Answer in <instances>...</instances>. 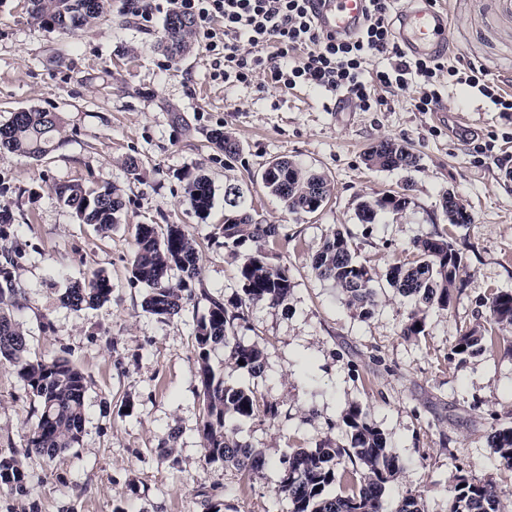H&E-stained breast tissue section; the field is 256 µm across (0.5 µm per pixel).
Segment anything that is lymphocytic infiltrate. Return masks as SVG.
<instances>
[{"label": "lymphocytic infiltrate", "instance_id": "obj_1", "mask_svg": "<svg viewBox=\"0 0 512 512\" xmlns=\"http://www.w3.org/2000/svg\"><path fill=\"white\" fill-rule=\"evenodd\" d=\"M166 10L190 16L200 47L213 57L214 79L247 83L263 72L275 89L304 84L347 98L370 111L372 91L381 86L415 89V108L432 112L442 102L441 76L489 95L497 111L512 112V98L492 94L484 70L459 67L443 58L412 59L395 41L393 0H369L360 31L344 38L317 25L309 0H164ZM386 57V67L367 72L370 57Z\"/></svg>", "mask_w": 512, "mask_h": 512}]
</instances>
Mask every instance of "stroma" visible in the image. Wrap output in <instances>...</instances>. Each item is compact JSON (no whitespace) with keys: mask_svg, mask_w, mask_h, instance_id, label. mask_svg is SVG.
<instances>
[{"mask_svg":"<svg viewBox=\"0 0 512 512\" xmlns=\"http://www.w3.org/2000/svg\"><path fill=\"white\" fill-rule=\"evenodd\" d=\"M158 2L109 0L106 21L62 31L34 21L28 0H0V125L23 109L63 119L58 147L44 159L0 152V211L14 215L8 245L21 254L13 316L33 354L66 358L89 380L80 445L52 460L32 456L23 486L0 485V512H288L274 493L278 460L342 441L340 413L352 402L405 465L386 488L384 512L409 494L423 495L426 512H448L445 487L455 474L495 482L499 512H512V469L490 444L496 429L512 425V326L497 324L489 310L493 293L512 291V116L453 82L436 111H416L415 90L380 88L382 105L364 112L308 86L216 81L202 48L177 61L157 49L166 18ZM132 3L152 11V22L131 16ZM436 7L448 17L449 59L481 65L498 94L512 95V0H437ZM215 129L239 143L236 158L211 145ZM383 139L408 145L417 167H368L365 151ZM278 157L327 176L331 195L320 211L289 212L264 188L261 173ZM198 173L214 191L204 219L185 201ZM75 181L121 195L124 209L110 231L79 223L57 199L54 185ZM230 184L241 186L255 219L279 225L274 251L295 284L283 303L247 310V336L265 356L261 376L236 370L223 349L211 353L227 384L256 387L283 412L278 422L241 427L240 440L268 462L251 479L206 463L198 432L196 320L208 297L228 303L241 295L238 268L255 249L224 247L219 226ZM403 189L406 211L359 222L361 201ZM450 193L471 223L448 224L441 204ZM139 224H180L198 242V286L207 296L167 322L143 312L145 289L129 279ZM338 229L350 234L379 289L365 317L311 266ZM439 234L459 252L464 282L448 310L428 312L423 335L407 336L411 304L387 272L410 258L415 241ZM96 271L109 277L111 301L66 307V289ZM472 328L491 330L496 347L453 356ZM34 406L14 367L0 362V457L24 449Z\"/></svg>","mask_w":512,"mask_h":512,"instance_id":"35a3bbf8","label":"stroma"}]
</instances>
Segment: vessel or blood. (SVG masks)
I'll list each match as a JSON object with an SVG mask.
<instances>
[{"mask_svg": "<svg viewBox=\"0 0 512 512\" xmlns=\"http://www.w3.org/2000/svg\"><path fill=\"white\" fill-rule=\"evenodd\" d=\"M366 0H313L318 25L329 33L354 35L364 20ZM394 35L412 57H433L448 46V22L429 0H412L398 10Z\"/></svg>", "mask_w": 512, "mask_h": 512, "instance_id": "b4317fda", "label": "vessel or blood"}]
</instances>
